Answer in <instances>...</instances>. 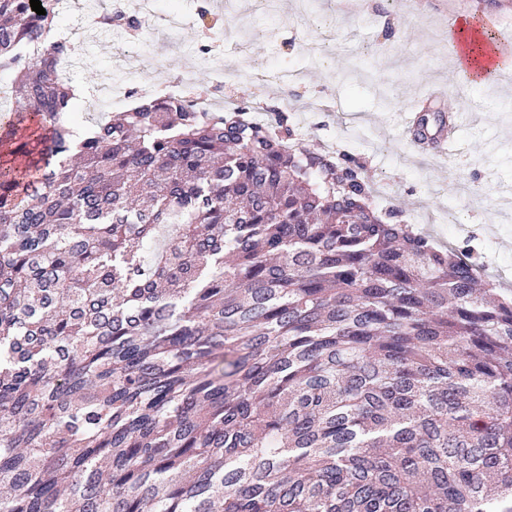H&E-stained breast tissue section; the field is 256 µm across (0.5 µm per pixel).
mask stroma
I'll list each match as a JSON object with an SVG mask.
<instances>
[{"label":"stroma","instance_id":"35a3bbf8","mask_svg":"<svg viewBox=\"0 0 512 512\" xmlns=\"http://www.w3.org/2000/svg\"><path fill=\"white\" fill-rule=\"evenodd\" d=\"M222 0H156L157 16L180 14L189 23L176 35L180 50L152 39L130 55L119 49L128 40L120 29L78 30L70 84L87 89L69 116V124L85 128L121 112L93 94L106 82L121 81L131 90L146 82H162L192 70L187 95L222 91L234 103L255 106L276 103L310 151L343 150L350 165L364 168L373 181L389 188L387 208L402 223L428 217L430 234L453 245H469L472 261L482 266H512V99L492 87H466L454 79V49L448 22L460 13L486 19L489 34L512 40V17L505 0H374L371 11L354 0H276L265 12L259 0H237L246 22L265 20L270 31L262 40L225 43L212 59L194 55L195 45L217 37L218 29L203 26L201 9L223 16ZM327 44L324 58L304 50L309 38ZM303 69L296 87L261 83L267 71ZM443 82L444 101L432 104L428 129L436 131L449 113L462 112L458 142L447 156L419 154L410 144L402 114L417 96ZM296 96L323 102V109L298 113ZM462 221H443L447 209Z\"/></svg>","mask_w":512,"mask_h":512}]
</instances>
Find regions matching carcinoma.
<instances>
[{
  "label": "carcinoma",
  "mask_w": 512,
  "mask_h": 512,
  "mask_svg": "<svg viewBox=\"0 0 512 512\" xmlns=\"http://www.w3.org/2000/svg\"><path fill=\"white\" fill-rule=\"evenodd\" d=\"M60 2L0 0V512H512V295L278 108L77 138Z\"/></svg>",
  "instance_id": "cac0c4a2"
}]
</instances>
